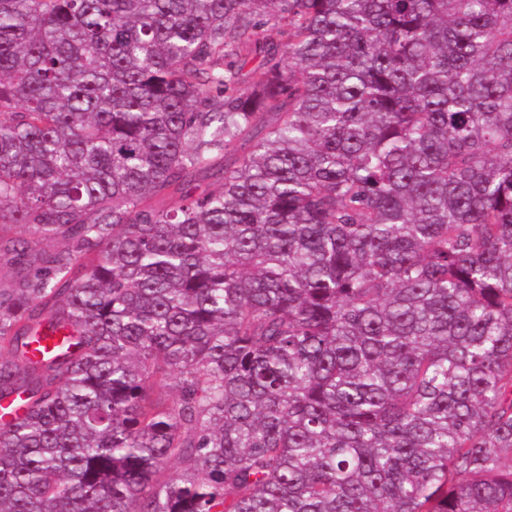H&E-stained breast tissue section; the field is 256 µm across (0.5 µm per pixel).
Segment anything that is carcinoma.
<instances>
[{
	"label": "carcinoma",
	"instance_id": "carcinoma-1",
	"mask_svg": "<svg viewBox=\"0 0 512 512\" xmlns=\"http://www.w3.org/2000/svg\"><path fill=\"white\" fill-rule=\"evenodd\" d=\"M4 225L0 512H512V0H0Z\"/></svg>",
	"mask_w": 512,
	"mask_h": 512
}]
</instances>
